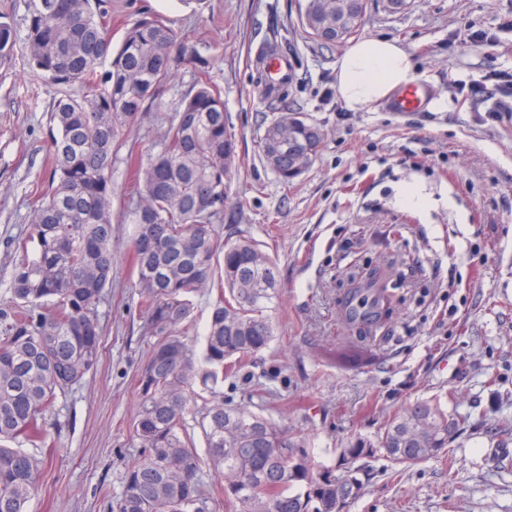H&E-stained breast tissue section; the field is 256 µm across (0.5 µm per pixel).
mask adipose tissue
I'll list each match as a JSON object with an SVG mask.
<instances>
[{"instance_id": "obj_1", "label": "adipose tissue", "mask_w": 512, "mask_h": 512, "mask_svg": "<svg viewBox=\"0 0 512 512\" xmlns=\"http://www.w3.org/2000/svg\"><path fill=\"white\" fill-rule=\"evenodd\" d=\"M415 79L410 54L397 41L370 37L350 46L336 63V91L345 109H368Z\"/></svg>"}]
</instances>
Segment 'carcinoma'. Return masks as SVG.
I'll use <instances>...</instances> for the list:
<instances>
[{
    "label": "carcinoma",
    "mask_w": 512,
    "mask_h": 512,
    "mask_svg": "<svg viewBox=\"0 0 512 512\" xmlns=\"http://www.w3.org/2000/svg\"><path fill=\"white\" fill-rule=\"evenodd\" d=\"M336 0H305L336 29ZM345 37L360 31L367 0H350ZM24 44L28 63L56 89L50 105L48 188L31 201L29 224L14 239L9 301L0 308V512H29L40 461L23 446L44 448L61 427L59 398L98 364V306L112 286V179L115 147L185 61L179 35L143 12L113 44L108 0H26V33L0 13V62ZM321 130L304 112H280L259 139L262 162L281 183L305 144ZM236 144L221 91L200 68L156 150L134 162L130 271L141 296L144 334L154 338L136 377L133 436L140 457L127 466L110 512H342L360 497L369 461L411 467L448 454V435L471 416L448 412L439 396L394 414L375 438L339 449L338 470L318 461L307 442L259 407L224 401V375L238 372L275 338L280 283L274 257L250 240L224 242V179ZM217 297L196 352L183 329L195 294ZM375 307L367 323L389 315L386 289L359 288ZM197 383L200 391L188 395ZM201 401L207 448L201 458L188 432L190 402ZM208 464L219 481L199 478Z\"/></svg>",
    "instance_id": "obj_1"
}]
</instances>
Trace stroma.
<instances>
[{
  "label": "stroma",
  "instance_id": "stroma-1",
  "mask_svg": "<svg viewBox=\"0 0 512 512\" xmlns=\"http://www.w3.org/2000/svg\"><path fill=\"white\" fill-rule=\"evenodd\" d=\"M408 2L392 14L386 0H368L358 36L396 40L411 54L430 105L410 114L386 99L360 112L341 105L335 68L348 45L310 39L299 0H112V30L122 34L148 9L207 59L240 156L216 231L277 260V337L225 378V400L277 394L290 431L332 465L341 444L374 435L400 407L455 392L449 411L474 425L452 438L447 457L399 471L372 461V479L343 512H512V447L498 445L512 436V112L492 109L512 91V0ZM276 42L287 46L292 79L270 99L256 60ZM196 71L175 69L113 155L116 274L98 307L102 356L61 401L53 447L35 451L42 475L31 512H109L139 455L135 379L152 339L129 268V152L154 148ZM53 95L25 49L0 64V305L10 243L48 175ZM286 110L324 132L311 168L289 186L258 148L265 124ZM410 186L422 206L402 203ZM361 271L375 272L392 301L372 336L345 317Z\"/></svg>",
  "mask_w": 512,
  "mask_h": 512
}]
</instances>
